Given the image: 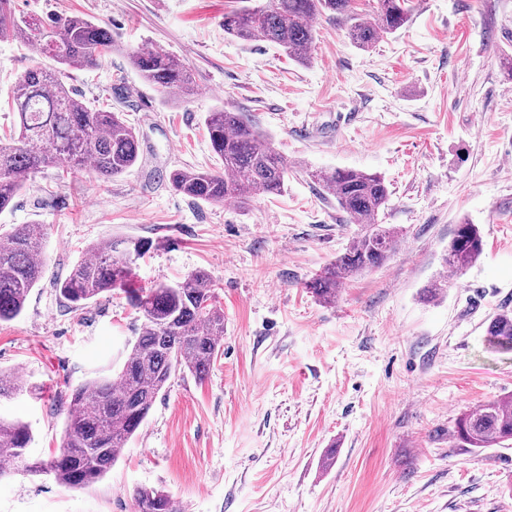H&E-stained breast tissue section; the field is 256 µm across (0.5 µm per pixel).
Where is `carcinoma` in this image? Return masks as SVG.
<instances>
[{"label": "carcinoma", "instance_id": "cac0c4a2", "mask_svg": "<svg viewBox=\"0 0 512 512\" xmlns=\"http://www.w3.org/2000/svg\"><path fill=\"white\" fill-rule=\"evenodd\" d=\"M378 4L374 16L365 18L353 12V0H266L263 6L225 13L224 32L273 43L288 58L305 61L315 41L314 21L327 12L349 16L348 37L361 49L408 22L407 0ZM45 32L56 35L60 50L44 48ZM0 37L17 39L52 61L26 70L15 82L11 108L17 131L0 137V212L48 167L59 166L72 176L90 169L106 180L136 163L139 141L132 126L117 112L85 103L65 82L69 70L96 69L112 55L115 43L109 28L80 15L18 19L10 0H0ZM130 59L149 84L181 95L193 88L190 66L164 50L137 48ZM205 128L222 167L172 172L176 192L209 203H245L260 194L282 192L288 162L241 113L217 108L207 113ZM307 175L336 197L350 223L363 225L353 245L306 284L318 300L332 303L346 280L385 262L398 232L382 223L390 194L381 175L353 169H310ZM44 238L41 224H20L0 236V322L21 314L42 278ZM150 248L144 239L96 243L59 282L60 296L75 309L122 290L143 319L144 331L116 376L91 379L72 390L63 441L50 459L30 458L31 427L0 416V479L23 473L49 477L67 488L91 487L118 461L172 373L187 370L201 381L207 376L224 338V310L216 303L211 278L197 272L173 285L125 288L130 265ZM482 251L478 227L464 221L448 244L446 264L461 274ZM487 333L500 347L512 349V310L495 314ZM26 391L20 375L0 371V399ZM453 436L471 448L511 441L512 395L469 410L457 421ZM135 497L139 512H174L171 497L162 490L140 488Z\"/></svg>", "mask_w": 512, "mask_h": 512}]
</instances>
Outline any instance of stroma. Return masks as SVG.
<instances>
[{
  "label": "stroma",
  "instance_id": "stroma-1",
  "mask_svg": "<svg viewBox=\"0 0 512 512\" xmlns=\"http://www.w3.org/2000/svg\"><path fill=\"white\" fill-rule=\"evenodd\" d=\"M262 2L12 0L19 18L81 15L111 29V57L67 82L135 127L139 159L109 180L47 168L0 213V234L47 228L44 275L0 323V370L35 392L0 401V414L29 422V455L49 458L72 387L122 368L142 328L124 294L75 310L57 289L102 240L151 242L132 288L210 272L224 344L205 380L172 374L101 481L71 489L18 474L0 481V512H137L142 486L178 512H512V445L452 437L468 410L512 394V350L486 333L512 310V0H413L410 21L366 50L344 18L323 16L303 63L225 33L226 12ZM143 47L186 62L193 94L144 82L128 59ZM38 59L0 39V134L17 77ZM220 106L288 161L282 193L242 206L173 190L172 171L218 166L204 118ZM309 167L381 174L384 221L399 232L390 258L332 304L306 283L360 227ZM464 220L484 251L456 274L445 257Z\"/></svg>",
  "mask_w": 512,
  "mask_h": 512
}]
</instances>
